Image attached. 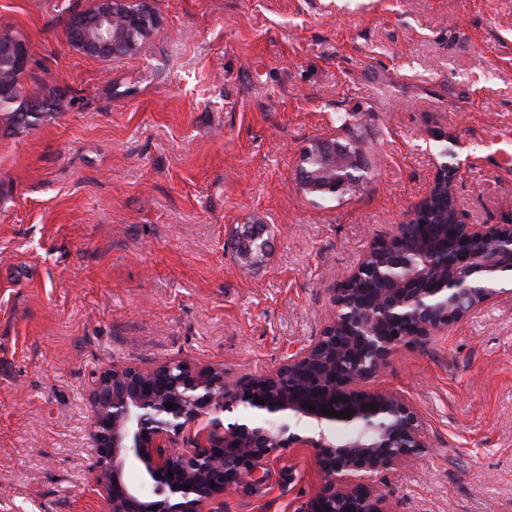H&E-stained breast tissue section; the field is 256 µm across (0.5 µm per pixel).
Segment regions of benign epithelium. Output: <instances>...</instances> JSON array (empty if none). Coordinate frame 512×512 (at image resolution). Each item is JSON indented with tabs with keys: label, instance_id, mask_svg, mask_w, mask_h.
Masks as SVG:
<instances>
[{
	"label": "benign epithelium",
	"instance_id": "obj_1",
	"mask_svg": "<svg viewBox=\"0 0 512 512\" xmlns=\"http://www.w3.org/2000/svg\"><path fill=\"white\" fill-rule=\"evenodd\" d=\"M160 32L149 0H94L91 10L71 18L67 37L89 56L112 59L136 55L145 39ZM0 39L11 44L15 65L28 66L24 39L3 32ZM434 138L448 147L438 152L443 161L436 162L428 192L408 220L375 240L334 289L321 336L289 353L275 371L233 382L220 368L174 360L149 369L114 364L97 374L89 391V437L93 487L105 512H204L263 461L297 447L316 449L322 474L299 512H391L373 477L422 454L427 430L401 396L370 388L372 379L400 348L427 342L496 295L494 288L469 283L512 276V225L463 224L457 211L450 235L485 248L448 253V275L428 284L427 271L412 267V256L432 262L436 250L427 240L411 238L409 227L430 214L438 184L454 182L460 171L447 162L457 156V141L441 131ZM362 172L359 154L334 138H318L304 148L298 177L306 193L336 197L356 189ZM230 241L247 264L266 253L265 240L249 223L234 229ZM375 259L384 287H355ZM324 407L349 408L351 414L326 416ZM238 408L244 413L224 423V413ZM294 419L348 434L339 442L322 432L301 436L291 431ZM131 463L142 467L150 491L126 481Z\"/></svg>",
	"mask_w": 512,
	"mask_h": 512
}]
</instances>
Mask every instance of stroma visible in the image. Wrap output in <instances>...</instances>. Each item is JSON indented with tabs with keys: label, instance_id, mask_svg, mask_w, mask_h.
Masks as SVG:
<instances>
[{
	"label": "stroma",
	"instance_id": "35a3bbf8",
	"mask_svg": "<svg viewBox=\"0 0 512 512\" xmlns=\"http://www.w3.org/2000/svg\"><path fill=\"white\" fill-rule=\"evenodd\" d=\"M93 0H0L25 38L29 126L0 109V512H102L96 373L185 358L235 381L319 336L337 283L428 191L444 130L469 224L512 225V0H151L131 58L67 41ZM367 168L339 198L298 181L309 141ZM267 228L242 266L232 230ZM372 388L422 416L428 452L381 471L392 512H512V289ZM312 448L277 452L212 512H298Z\"/></svg>",
	"mask_w": 512,
	"mask_h": 512
}]
</instances>
